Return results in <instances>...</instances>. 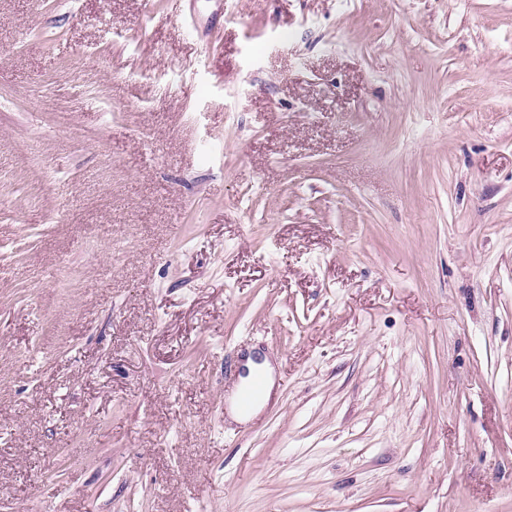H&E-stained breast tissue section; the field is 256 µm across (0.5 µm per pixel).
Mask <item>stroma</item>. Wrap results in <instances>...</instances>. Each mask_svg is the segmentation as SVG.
<instances>
[{"mask_svg":"<svg viewBox=\"0 0 512 512\" xmlns=\"http://www.w3.org/2000/svg\"><path fill=\"white\" fill-rule=\"evenodd\" d=\"M0 512H512V0H0ZM248 370H249V376L247 379L243 380V383L241 385L244 386L253 372L257 370L256 364L252 362L251 359H247L246 364ZM263 372L266 375L265 376L262 373H256L249 384L246 386V388L239 392L241 387L238 390V396L237 393L235 394L233 400H232V407H231V417L236 422H244L250 418L249 414L261 401L263 393V399L260 402V405L258 407V410L270 399L271 393L274 387V378H273V369L271 365L265 361L262 365H260ZM266 385V388H265ZM265 389V392H264ZM237 396V405L240 412L236 406L234 405L235 398ZM244 412V413H243Z\"/></svg>","mask_w":512,"mask_h":512,"instance_id":"obj_1","label":"stroma"}]
</instances>
